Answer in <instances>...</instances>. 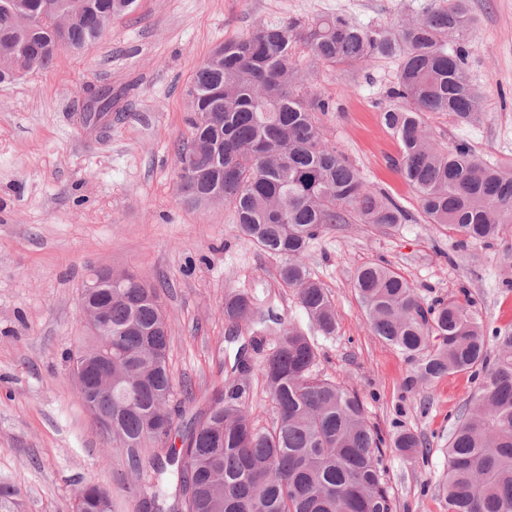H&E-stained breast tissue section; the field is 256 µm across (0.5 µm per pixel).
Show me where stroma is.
<instances>
[{
	"label": "stroma",
	"instance_id": "1",
	"mask_svg": "<svg viewBox=\"0 0 512 512\" xmlns=\"http://www.w3.org/2000/svg\"><path fill=\"white\" fill-rule=\"evenodd\" d=\"M440 0H136L101 40L61 52L52 69L0 84V481L20 488L27 512H71L76 492L96 483L112 512H139L148 472L134 473L106 447L81 402L65 353L87 333L78 297L90 268L129 270L154 285L170 330L175 385L195 392L238 387L257 426L274 413L260 371L276 317L314 337L316 372L361 398L383 435L406 428L424 437L428 462L385 451L392 512H448L443 482L448 436L480 380L448 375L411 384L413 365L371 332L354 288L357 269L391 264L425 302L469 297L491 328H512V229L462 248L447 227L423 220L416 192L393 165L399 146L379 103L396 63L381 59L343 73L317 66L314 95L329 99L325 137L373 189L394 196L412 219L395 233L335 224L313 240L305 262L336 311V331L316 332L296 293L278 277L280 257L244 240L223 203L199 210L176 193L174 146L188 138L186 94L193 65L257 23L311 22L342 14L362 27L409 22ZM468 73L483 115L472 124L430 116L442 147L467 141L488 161L512 166V0H469ZM108 83L112 121L91 130L77 118L78 90ZM250 297L257 321L230 335L224 297ZM248 371L234 370L240 344Z\"/></svg>",
	"mask_w": 512,
	"mask_h": 512
}]
</instances>
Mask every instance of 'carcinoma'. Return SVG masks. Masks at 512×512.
I'll return each instance as SVG.
<instances>
[{
    "label": "carcinoma",
    "instance_id": "1",
    "mask_svg": "<svg viewBox=\"0 0 512 512\" xmlns=\"http://www.w3.org/2000/svg\"><path fill=\"white\" fill-rule=\"evenodd\" d=\"M135 2L0 0V60L26 75L48 70L61 51L80 53L103 36L90 15H125ZM58 16L70 21L63 46L56 45ZM471 23L468 0H448L396 29H367L336 13L307 24L259 25L194 65L190 134L175 150L177 191L195 207L220 191L240 234L283 258L280 280L325 336L335 332L336 314L305 263L310 241L331 224L356 220L389 230L411 214L369 187L324 137L316 113L332 106L307 97L298 51L312 65L338 69L397 62L380 106L400 146L395 168L416 190L424 218L448 227L464 248L512 224V167L482 160L465 141L439 149L426 133L430 115L460 124L480 115L467 69ZM83 90L92 98L82 103L80 121L96 128L111 114L112 85L88 82ZM354 287L373 334L415 364L413 383L450 373L483 376L477 403L448 437V512H512V329L487 338L469 302L427 304L387 264L358 268ZM92 301L112 328V397L98 404L112 414V447L135 473L143 470V449H152L154 473L172 483L151 494L154 512H391L384 440L355 394L313 372L317 346L305 332L280 330L262 364L271 428L255 425L239 390L217 389L201 394L208 408L186 423L176 449L169 445V326L156 289L130 272ZM253 318L247 295L224 297V319L233 327ZM99 344L87 336L69 353L70 365ZM391 444L409 460L424 456V441L411 430H398ZM0 512H23L8 482L0 483Z\"/></svg>",
    "mask_w": 512,
    "mask_h": 512
}]
</instances>
